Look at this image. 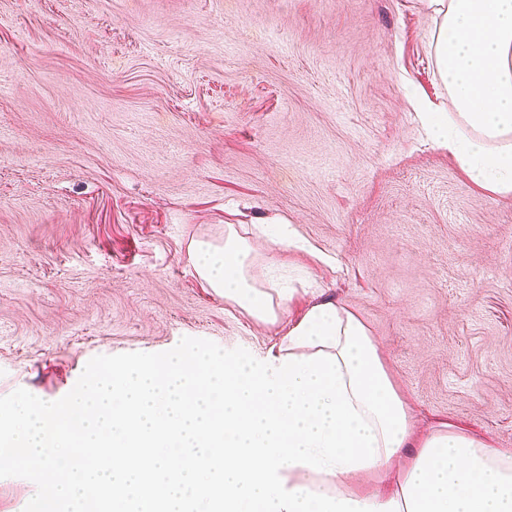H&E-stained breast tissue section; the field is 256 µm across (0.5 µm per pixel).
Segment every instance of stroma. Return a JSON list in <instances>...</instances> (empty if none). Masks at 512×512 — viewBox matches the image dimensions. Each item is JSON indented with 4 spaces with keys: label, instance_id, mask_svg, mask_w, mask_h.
Listing matches in <instances>:
<instances>
[{
    "label": "stroma",
    "instance_id": "stroma-1",
    "mask_svg": "<svg viewBox=\"0 0 512 512\" xmlns=\"http://www.w3.org/2000/svg\"><path fill=\"white\" fill-rule=\"evenodd\" d=\"M433 33L427 0H0V407L182 347L267 352L319 288L416 431L512 450V196L422 129L448 104ZM228 224L255 279L307 283L277 324L192 269ZM42 496L0 477V512Z\"/></svg>",
    "mask_w": 512,
    "mask_h": 512
}]
</instances>
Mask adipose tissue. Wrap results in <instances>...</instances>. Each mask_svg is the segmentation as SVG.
<instances>
[{"label": "adipose tissue", "instance_id": "1", "mask_svg": "<svg viewBox=\"0 0 512 512\" xmlns=\"http://www.w3.org/2000/svg\"><path fill=\"white\" fill-rule=\"evenodd\" d=\"M429 3L449 104L427 132L512 196V0ZM188 253L208 288L278 322L292 290L256 283L234 226ZM18 463L42 479V512H88L98 494L109 512H512V452L451 422L417 434L365 323L324 297L264 355L134 360L65 406L18 398L0 416V473ZM392 468V484L359 487Z\"/></svg>", "mask_w": 512, "mask_h": 512}]
</instances>
